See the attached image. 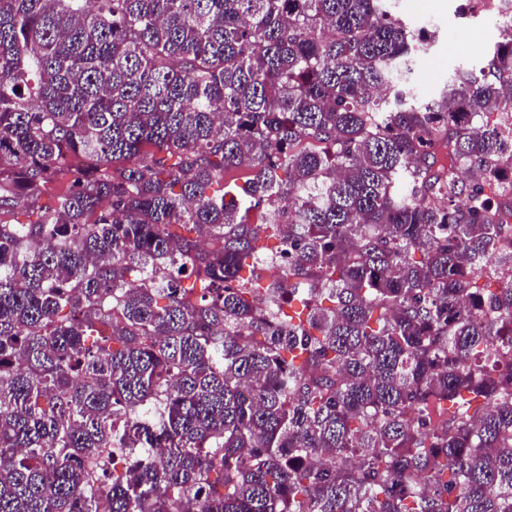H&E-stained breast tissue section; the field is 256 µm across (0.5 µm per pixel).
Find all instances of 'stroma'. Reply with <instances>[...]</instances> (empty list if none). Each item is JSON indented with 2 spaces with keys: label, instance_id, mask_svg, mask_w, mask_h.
<instances>
[{
  "label": "stroma",
  "instance_id": "1",
  "mask_svg": "<svg viewBox=\"0 0 512 512\" xmlns=\"http://www.w3.org/2000/svg\"><path fill=\"white\" fill-rule=\"evenodd\" d=\"M498 2L490 0L485 10L476 12L472 0H392L394 14L428 46L416 62L421 97H433L453 70L484 63L501 39Z\"/></svg>",
  "mask_w": 512,
  "mask_h": 512
}]
</instances>
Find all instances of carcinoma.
I'll return each mask as SVG.
<instances>
[{
    "label": "carcinoma",
    "mask_w": 512,
    "mask_h": 512,
    "mask_svg": "<svg viewBox=\"0 0 512 512\" xmlns=\"http://www.w3.org/2000/svg\"><path fill=\"white\" fill-rule=\"evenodd\" d=\"M426 50L0 0V512H512V24L418 103Z\"/></svg>",
    "instance_id": "obj_1"
}]
</instances>
